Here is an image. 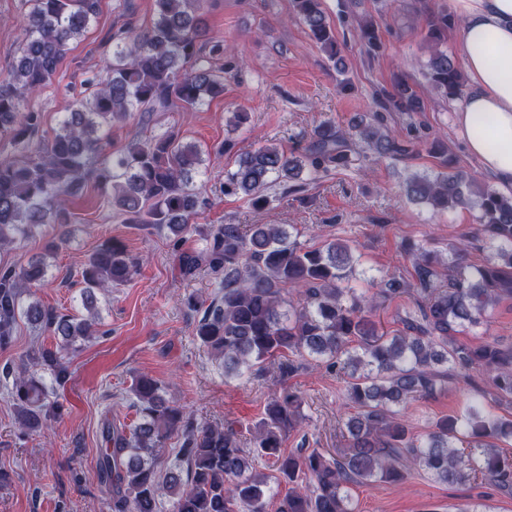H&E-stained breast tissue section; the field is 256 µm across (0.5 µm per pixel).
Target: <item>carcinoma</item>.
Returning a JSON list of instances; mask_svg holds the SVG:
<instances>
[{
  "mask_svg": "<svg viewBox=\"0 0 512 512\" xmlns=\"http://www.w3.org/2000/svg\"><path fill=\"white\" fill-rule=\"evenodd\" d=\"M23 16L25 38L10 70L0 75V136L28 152L23 161L0 159V247L21 244L51 224L67 223L63 196L77 194L92 181L112 202L125 224L169 230L177 247L191 220L207 204L195 190L204 174V152L167 132L129 143L108 160L102 157L112 124L140 108L195 112L207 99L224 93V77L211 59L224 53L219 44L205 50L201 14L205 0H154L152 25L143 34L117 37L112 58L103 60L105 77L77 99L54 129L47 145L37 134L41 115L22 111L27 98L54 77L71 45L89 30L101 0H29ZM295 17L314 39L336 55V37L323 0H292ZM454 18L440 13L425 20L431 57L426 73L444 97L464 93L462 70L440 48ZM386 100L402 112H418L420 100L404 80ZM364 145L378 158L419 153L420 145L402 143L372 114L346 132L319 127L310 143L292 153L264 144L239 155L224 171L221 192L241 195L256 210L270 203L267 190L278 183L298 191L334 169L350 167ZM428 153L439 171L413 174L404 185L407 199L432 214L461 208L478 210L488 257L471 265L464 250L448 249V271L424 246L403 245L413 258L411 280L392 276L372 295L356 285L361 255L345 242L330 239L319 247L299 240L291 224H222L204 235L199 250L183 251L184 278L202 268L222 276L213 297L186 298L200 318L196 336L224 359V376L247 379L268 360L278 361L280 376L291 377L303 362H315L344 377L349 400L358 412L345 421L346 442L336 455L300 448L278 458L288 434L303 420L301 394L291 387L274 391L263 416L249 429L250 447L231 426H201L161 394L160 384L134 378L131 391L138 420L107 423L98 460L99 477L112 499V512H157L169 499L171 512H266L268 477L255 461L276 457L288 492L277 512H357L351 486L405 483L414 473L448 483L485 481L512 495V417L497 414L492 403L512 404V349L494 341L463 343L458 335L486 321L488 309L512 296V191L478 182L454 166L437 143ZM139 260L112 238L96 247L80 272L79 296L87 315L66 308L24 302L29 288L48 276L46 257L0 268V348L11 345L17 318L58 339L53 347L31 350L20 365H6L0 377L12 382L11 399L20 437L62 417L65 405L50 397L43 374L57 387L69 377L68 354L78 341L101 330L97 292L128 281ZM409 297L402 328L379 331L373 314L387 302ZM477 370L495 389L494 402L480 393L464 411L440 418L414 435L402 410L416 398L441 389L451 371ZM181 441L176 456L185 470L161 471L165 442Z\"/></svg>",
  "mask_w": 512,
  "mask_h": 512,
  "instance_id": "obj_1",
  "label": "carcinoma"
}]
</instances>
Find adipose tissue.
Here are the masks:
<instances>
[{
  "mask_svg": "<svg viewBox=\"0 0 512 512\" xmlns=\"http://www.w3.org/2000/svg\"><path fill=\"white\" fill-rule=\"evenodd\" d=\"M465 25L459 53L471 83L456 106L468 152L512 188V0H452Z\"/></svg>",
  "mask_w": 512,
  "mask_h": 512,
  "instance_id": "ef3b65f1",
  "label": "adipose tissue"
}]
</instances>
